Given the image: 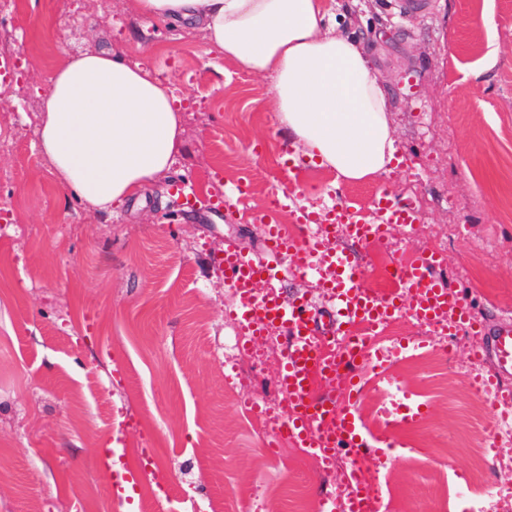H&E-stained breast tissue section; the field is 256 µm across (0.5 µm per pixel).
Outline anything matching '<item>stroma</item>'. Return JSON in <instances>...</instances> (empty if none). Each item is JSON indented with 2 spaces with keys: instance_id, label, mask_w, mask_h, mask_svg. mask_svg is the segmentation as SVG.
<instances>
[{
  "instance_id": "obj_1",
  "label": "stroma",
  "mask_w": 512,
  "mask_h": 512,
  "mask_svg": "<svg viewBox=\"0 0 512 512\" xmlns=\"http://www.w3.org/2000/svg\"><path fill=\"white\" fill-rule=\"evenodd\" d=\"M336 25L366 48L389 90L402 157L392 171L337 182L309 162L269 107L270 79L246 74L199 28L150 20L129 0H27L0 18V512H110L97 451L155 460L165 485L153 512H320L345 496V455L321 472L309 454L268 451L272 434L244 406L281 402L279 348L226 356L236 329L221 258L227 238L261 250L259 218L290 192L277 221L378 193L412 199L421 216L393 230L394 260L440 245L439 276L474 319L512 315V8L503 0H427L399 17L394 0H327ZM109 49L170 84L184 109L182 148L142 195L110 211L61 189L34 146L47 80L73 54ZM298 172L289 176L288 163ZM238 209L223 210L235 186ZM463 225L452 235L449 225ZM384 378L367 376L357 406L420 407L398 415L389 452L365 461L382 487L378 512H465L461 497L512 487V438L498 454L485 395L470 384L466 333L447 338L402 316L385 330Z\"/></svg>"
}]
</instances>
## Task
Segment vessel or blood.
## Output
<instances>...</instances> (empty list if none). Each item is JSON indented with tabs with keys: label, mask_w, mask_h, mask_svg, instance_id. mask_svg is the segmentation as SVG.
Wrapping results in <instances>:
<instances>
[{
	"label": "vessel or blood",
	"mask_w": 512,
	"mask_h": 512,
	"mask_svg": "<svg viewBox=\"0 0 512 512\" xmlns=\"http://www.w3.org/2000/svg\"><path fill=\"white\" fill-rule=\"evenodd\" d=\"M372 206L379 222L356 219L352 205L347 203L336 204L325 214L301 211L297 222L304 234L300 237L268 224L266 256L262 259L240 250L235 243L224 246V276L239 298L232 317L240 335L257 339L271 326L283 328L289 335L278 375L288 413L276 419V432L310 449L325 470L334 467L337 448L361 456L377 439L351 409L364 391L361 360L369 353L365 343L356 338L358 328L365 326L380 333L407 311L418 323L442 335L466 331L481 337L472 358H493L497 371L477 376L475 384L490 398L500 428H512V390L499 381L500 375L512 373V323L490 331L474 321L462 298L449 292L446 283L437 278L443 259L436 252L398 262L388 293L367 286L364 249L378 242L389 243L393 228H407L418 221L410 201L386 193L375 196ZM340 234L353 241V249H335L333 242ZM288 275L317 280L325 306L316 307L305 297L286 302L269 288L258 292L259 284L268 286ZM319 380L334 387L335 396H315L313 386ZM116 454L112 447L100 449V464L107 478L112 512H126L149 469L114 468ZM347 483L350 491L344 506L329 501L323 512H377V498L358 471H350Z\"/></svg>",
	"instance_id": "1"
}]
</instances>
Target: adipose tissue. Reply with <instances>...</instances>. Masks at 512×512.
<instances>
[{
    "label": "adipose tissue",
    "mask_w": 512,
    "mask_h": 512,
    "mask_svg": "<svg viewBox=\"0 0 512 512\" xmlns=\"http://www.w3.org/2000/svg\"><path fill=\"white\" fill-rule=\"evenodd\" d=\"M132 8L201 27L240 70L269 77L282 130L337 178L390 171L387 88L324 0H132ZM36 127L56 181L85 207L106 210L167 171L183 112L169 85L102 50L69 57L53 72Z\"/></svg>",
    "instance_id": "adipose-tissue-1"
}]
</instances>
